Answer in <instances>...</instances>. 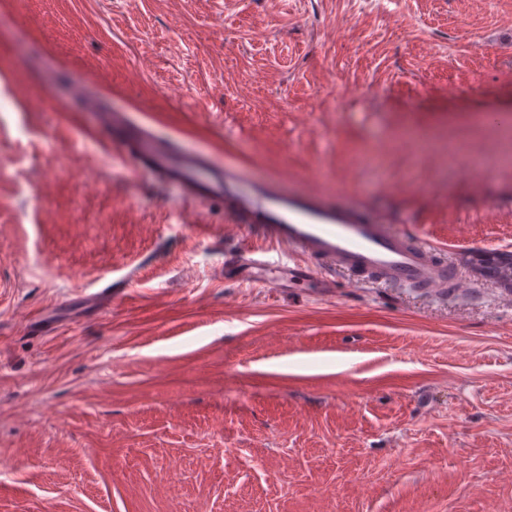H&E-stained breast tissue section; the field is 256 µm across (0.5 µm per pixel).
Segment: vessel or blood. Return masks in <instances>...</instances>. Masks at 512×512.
Segmentation results:
<instances>
[{
	"mask_svg": "<svg viewBox=\"0 0 512 512\" xmlns=\"http://www.w3.org/2000/svg\"><path fill=\"white\" fill-rule=\"evenodd\" d=\"M128 139L144 169L199 200L223 202L238 223L253 225L276 246L300 257L287 264L264 252H229L224 256L225 279L280 289L308 281L317 263L324 275L340 272L360 286L380 283L435 295L456 292L461 286L459 265L447 261L440 248L390 225L327 207L311 192L291 195L279 186L259 184L242 193L229 188L223 168L201 151L159 142L142 128L131 131Z\"/></svg>",
	"mask_w": 512,
	"mask_h": 512,
	"instance_id": "obj_1",
	"label": "vessel or blood"
}]
</instances>
